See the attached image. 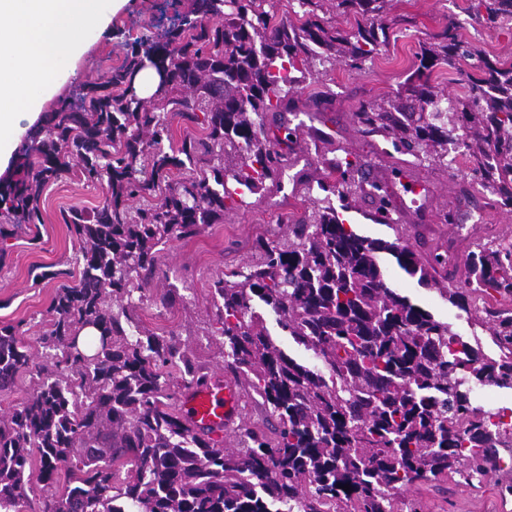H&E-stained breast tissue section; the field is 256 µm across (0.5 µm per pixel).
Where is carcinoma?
<instances>
[{
  "label": "carcinoma",
  "instance_id": "1",
  "mask_svg": "<svg viewBox=\"0 0 512 512\" xmlns=\"http://www.w3.org/2000/svg\"><path fill=\"white\" fill-rule=\"evenodd\" d=\"M298 23L275 22L274 0H191L179 23L144 35L107 84H82L23 144L15 177L0 181V240L41 224L42 194L76 166L88 185L107 184L88 211L62 212L80 247L79 273L52 300L43 352L18 325L0 326V393L35 378L32 393L0 417V508L21 512L26 489L47 491L41 512H421L404 493L423 484L468 485L501 471L512 448L508 411H486L471 384L512 389V310L487 312L481 328L500 354L488 357L453 326L387 285L378 254H391L419 284L472 318L477 301L512 302V235L478 244L461 288H447L448 260L414 251L386 218L392 201L372 185V239L345 223L366 192L356 153L327 160L308 187L310 209L279 216L288 234L259 238L255 256L212 278L221 354L242 389L276 421L273 436L244 427L226 446L190 431L167 393L206 377L182 343L139 325L135 313L159 278L161 252L197 235L276 182L301 146L297 128L265 125L295 112L290 92L341 60L362 71L389 42V0H295ZM353 16L341 30L325 6ZM469 18L512 24V0H477ZM418 66L396 93L355 113L365 134L393 152L448 165V145L469 160L468 184L512 212V62L444 26L419 45ZM465 62L464 95L436 90L433 73ZM158 77L142 96L136 77ZM200 138L174 143V122ZM466 126L469 139L454 133ZM323 362H298L276 343L265 315ZM96 331L82 348L81 334ZM349 485V490L342 486Z\"/></svg>",
  "mask_w": 512,
  "mask_h": 512
}]
</instances>
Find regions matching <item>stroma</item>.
<instances>
[{
    "mask_svg": "<svg viewBox=\"0 0 512 512\" xmlns=\"http://www.w3.org/2000/svg\"><path fill=\"white\" fill-rule=\"evenodd\" d=\"M190 6V0H129L113 15L108 32L72 61L73 74L64 93L84 83L105 82L124 64L138 37L161 32ZM466 6V0H391L385 19L395 31V39L364 71L353 72L341 64L327 67L299 87L300 111L268 113V127L288 122L305 130L325 129L329 135L320 151L300 152L293 174L285 175L281 185H268L262 193L247 197L243 206L228 212L223 223L210 225L198 235L165 248L161 278L137 311L141 324L159 335L175 332L196 364L211 371L223 370L221 338L214 320L216 308L209 288L211 275L251 259L257 238L270 242L283 239L288 228L279 223V215L290 212L299 216L308 207L306 186L294 183V173L317 177L320 152L340 147L359 154L365 161L363 178L380 183L388 191L398 227L392 230L370 221L367 214L373 205L367 199L360 201L358 211L347 213L348 222L373 238L391 241L403 235L425 257L439 248L447 250V285L461 286L468 251L500 232L502 225H512V213L481 209L480 195H460L459 189L468 178L464 158L440 168L408 155L382 156L381 138L364 135L354 114L362 103L395 93L418 63L419 42L428 40L448 23H463L464 38L491 56L511 60L512 29L467 23ZM326 87L335 96L324 111H314L308 100ZM400 170L424 185L423 196L404 195L396 176ZM102 194V189L88 187L79 174L70 173L45 191L42 223L30 225L7 240V256L0 263V325L21 324L23 339L32 350H39L40 338L49 328L48 310L60 284L55 274L73 268L78 250L61 212L72 206L94 208ZM447 207L455 211L456 223H440L438 213ZM380 260L390 286L438 319L451 322L460 335L480 336L483 350L494 352L491 338L482 334L477 321L460 314L438 291L421 287L390 255H381ZM511 479L512 472L504 470L471 486L449 482L444 495L427 485L411 489L409 495L422 501L423 512H512V500L502 501L498 495L499 482Z\"/></svg>",
    "mask_w": 512,
    "mask_h": 512,
    "instance_id": "1",
    "label": "stroma"
}]
</instances>
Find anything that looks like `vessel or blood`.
<instances>
[{"mask_svg": "<svg viewBox=\"0 0 512 512\" xmlns=\"http://www.w3.org/2000/svg\"><path fill=\"white\" fill-rule=\"evenodd\" d=\"M242 403V391L233 377L212 373L182 394L180 415L192 431L219 439L241 421Z\"/></svg>", "mask_w": 512, "mask_h": 512, "instance_id": "obj_1", "label": "vessel or blood"}]
</instances>
